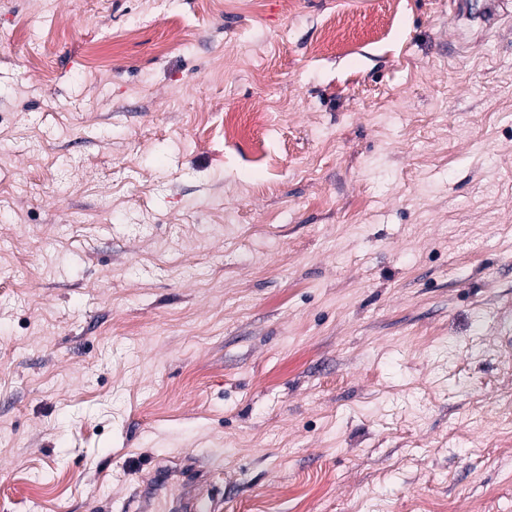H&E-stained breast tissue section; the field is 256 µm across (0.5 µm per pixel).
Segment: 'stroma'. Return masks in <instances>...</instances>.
Instances as JSON below:
<instances>
[{
  "label": "stroma",
  "instance_id": "stroma-1",
  "mask_svg": "<svg viewBox=\"0 0 512 512\" xmlns=\"http://www.w3.org/2000/svg\"><path fill=\"white\" fill-rule=\"evenodd\" d=\"M452 12L0 0V512H512V8ZM190 479L187 478L184 483V488L189 486L190 482L194 483L193 489L188 491L175 503V509L173 511H184V512H215L216 509L213 507L212 500L198 489V483L202 475L196 474L192 471L189 475Z\"/></svg>",
  "mask_w": 512,
  "mask_h": 512
}]
</instances>
